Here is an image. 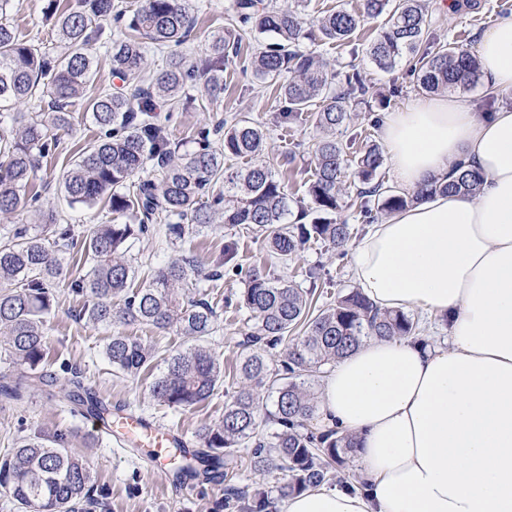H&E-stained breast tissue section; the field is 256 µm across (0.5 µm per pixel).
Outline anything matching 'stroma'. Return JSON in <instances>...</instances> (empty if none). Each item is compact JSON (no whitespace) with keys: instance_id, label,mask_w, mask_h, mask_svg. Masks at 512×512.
<instances>
[{"instance_id":"35a3bbf8","label":"stroma","mask_w":512,"mask_h":512,"mask_svg":"<svg viewBox=\"0 0 512 512\" xmlns=\"http://www.w3.org/2000/svg\"><path fill=\"white\" fill-rule=\"evenodd\" d=\"M449 0H427L430 33L435 41H461L474 44L477 37L495 22L512 19V0H460L456 12H448ZM234 0H189L195 20L189 39L181 52L195 60L206 54L214 35L223 33ZM44 0H13L9 21L25 38L38 37L52 42V54L61 57L66 48L52 40V26L44 12ZM382 19L368 21L351 43L337 46H318L317 53L329 71L356 70L370 89L367 103L357 106L353 125L361 132L362 142H380V128L376 119L384 112L395 111L421 98L416 78L409 64H401L394 71L377 69L366 54L371 39L382 26ZM257 45L253 34L242 40L237 58L224 69V92L217 100H209L203 86L191 91L192 102L184 108L162 109L160 120L169 133L184 143H191L197 131L213 127L221 120L246 118L260 123L266 133V160L276 174L288 177V194L299 201L306 196L307 176L312 157L307 148L318 138L313 123L289 125L280 121L278 112L284 105L271 89L249 81L243 73L249 56ZM73 120L63 145L55 154L39 161L32 187L40 194L39 202H26L13 212L0 215V231L30 221L34 206L51 208L61 213L64 223L84 230L93 224H120L123 216L111 213L107 206L92 209L69 207L63 192L64 177L76 154L92 144L99 136L98 127L84 111L83 105L72 108ZM238 245V261L244 267H260L274 271L302 287L313 289V310H321L332 303L339 292L355 287L351 255H337L323 245L310 244L298 255L281 260L274 255L264 235L240 228L211 224L201 233L169 243L164 236L149 235L132 244L130 254L137 269V283H144L151 268L185 256L205 265H215L225 241ZM77 273L72 254L63 256V274L57 284V306L46 323L47 344L51 354L66 359L85 369L86 383L112 407L144 416L161 428L193 438L195 431L224 413V395L197 406L189 412H176L157 405L150 391L153 379L163 370L164 357L187 350L189 341L175 332H161L145 325L130 324L125 331L154 346L157 355L149 368L140 375H123L112 367L103 347L113 329L94 326L81 317L85 305L82 297L72 294L70 283ZM242 288L239 279L224 278L212 288L210 300L220 317L216 332L207 344L224 364L225 384H232L233 369L239 360V343L250 332L252 322L246 311L233 306ZM60 430L72 434L70 446L84 452L95 477L94 486L101 491L109 512H215V505L224 497V485L217 482L204 486L176 488L171 481L172 466L148 464L141 455L124 452L112 437L101 433L93 423L64 407L56 391L43 389L27 395L19 404L0 402V457L15 446L17 437L39 433L53 435ZM99 440L92 448L85 447V436Z\"/></svg>"}]
</instances>
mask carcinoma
Wrapping results in <instances>:
<instances>
[{"label": "carcinoma", "instance_id": "cac0c4a2", "mask_svg": "<svg viewBox=\"0 0 512 512\" xmlns=\"http://www.w3.org/2000/svg\"><path fill=\"white\" fill-rule=\"evenodd\" d=\"M10 5L11 0H0V212L22 203L39 159L59 148L60 132L71 125L67 107L80 99L104 137L78 153L64 182L65 197L69 204L87 208L103 201L112 213L135 215L140 222L92 224L77 238L70 225L55 223L52 211L41 210L36 218L41 232L27 224L6 231L0 240V344L18 376H0V396L20 401L27 392L58 387L81 414L112 415V406L85 387L81 370L64 360L63 376L48 370L53 360L45 324L56 305L53 288L62 274L61 252L77 247L79 261L89 265L71 281L72 292L87 297V322L174 329L195 341L189 351L166 359L151 384L154 400L173 410L212 399L224 384L223 364L202 345L217 323L209 290L224 272L240 275L244 288L237 306L249 313L253 327L240 343L236 387L224 403L222 419L197 430L199 448L189 456L180 448L170 450L178 461L175 474L207 482L233 478L246 468L266 476L278 472L283 475L277 485L281 498L333 483L355 443L334 431L317 435L309 430L317 406L307 380L369 338L421 335L420 321L403 311L378 309L359 289L338 296L312 316V291L266 271H243L232 241L224 244L217 268L206 272L192 258L172 260L154 270L141 288L130 287L135 267L126 254L144 234L161 232L176 241L220 215L227 225L266 233L272 253L280 257L311 242L342 255L352 238L351 225L342 218L343 185L350 176L362 185L361 197L377 199L375 210L361 206L365 224L374 223L379 213L389 215L437 193L474 194L482 175L460 164L452 180L411 193L380 180L384 157L378 145L351 156L357 139L349 133L352 108L365 99L369 87L355 71L328 72L304 42L347 44L362 22L384 15V26L367 46L368 57L384 71L404 59L414 60L418 86L429 93L476 84L480 70L472 50L432 41L422 0H363L359 12L338 5L313 21L314 31L304 18L305 0H291L282 8L263 0H235L225 32L213 38L208 58L198 63L178 52L193 27L185 0H141L131 11L115 8L112 0H78L77 7L64 12L57 0H46L53 30L69 46L65 57L52 60L44 41L26 40L3 21ZM112 16L125 19L128 29L112 50V72L127 84L116 92L93 86L98 61L91 50L92 22ZM248 30L269 39L247 66L254 81L275 89L284 100V122L311 117L322 133L313 150L308 202L293 220L285 180L264 159L265 134L259 124L235 118L222 123L224 138L218 145L211 142L210 132L202 131L198 146L185 148L171 139L157 116V100L179 107L189 80L203 79L211 98L223 93L224 65L238 55ZM147 40L170 49L165 68L151 80L144 76ZM32 100L47 102L48 111H16ZM226 157L243 158L247 164L226 168ZM149 165L162 170L161 182L144 176ZM300 326L304 335L291 337ZM282 344L287 345L284 359L274 369L265 352ZM104 353L128 376L146 369L155 355L151 346L120 331L108 338ZM263 393L272 400L270 410L261 402ZM70 436L61 431L51 439L19 438L0 458V494L21 512H94L102 506L93 495L89 467L70 448ZM242 448L248 449L244 455ZM220 508L272 512V501L263 483L230 485Z\"/></svg>", "mask_w": 512, "mask_h": 512}]
</instances>
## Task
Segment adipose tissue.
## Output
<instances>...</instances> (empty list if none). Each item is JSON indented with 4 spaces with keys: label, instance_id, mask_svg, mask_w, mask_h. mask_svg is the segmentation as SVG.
Wrapping results in <instances>:
<instances>
[{
    "label": "adipose tissue",
    "instance_id": "obj_1",
    "mask_svg": "<svg viewBox=\"0 0 512 512\" xmlns=\"http://www.w3.org/2000/svg\"><path fill=\"white\" fill-rule=\"evenodd\" d=\"M484 83L512 95V20L474 45ZM381 139L414 191L458 163L473 197H426L373 225L353 276L379 307L447 313L449 344L370 338L334 364L322 429L352 434L366 483L311 487L286 512H512V108L479 116L465 95L388 113Z\"/></svg>",
    "mask_w": 512,
    "mask_h": 512
}]
</instances>
